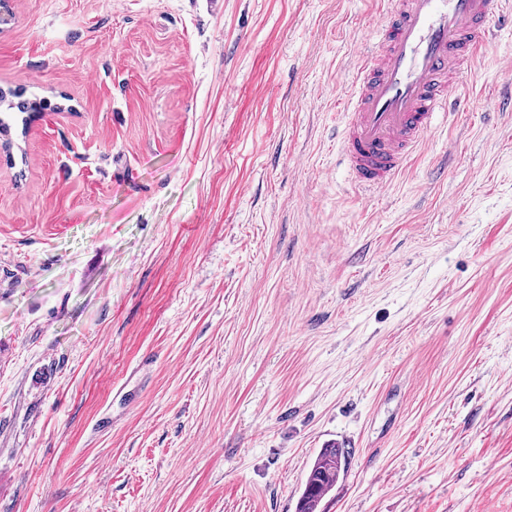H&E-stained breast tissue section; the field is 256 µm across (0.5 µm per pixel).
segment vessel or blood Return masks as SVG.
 <instances>
[{"instance_id": "1", "label": "vessel or blood", "mask_w": 512, "mask_h": 512, "mask_svg": "<svg viewBox=\"0 0 512 512\" xmlns=\"http://www.w3.org/2000/svg\"><path fill=\"white\" fill-rule=\"evenodd\" d=\"M377 43L361 53L341 136L357 189L387 190L424 148L438 118L458 112L459 76L493 37L512 0H384Z\"/></svg>"}]
</instances>
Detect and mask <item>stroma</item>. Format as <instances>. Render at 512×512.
Segmentation results:
<instances>
[{
	"label": "stroma",
	"instance_id": "obj_1",
	"mask_svg": "<svg viewBox=\"0 0 512 512\" xmlns=\"http://www.w3.org/2000/svg\"><path fill=\"white\" fill-rule=\"evenodd\" d=\"M380 0H0V512H512V20L383 196ZM2 105H6V110H17L20 114H26V116L21 118L22 127L25 128L31 117L42 108L43 103L37 100H21L15 102L11 98L10 93L0 90V107H2ZM349 451L344 448H324L312 463L299 497L296 512H320L324 498L347 473Z\"/></svg>",
	"mask_w": 512,
	"mask_h": 512
}]
</instances>
